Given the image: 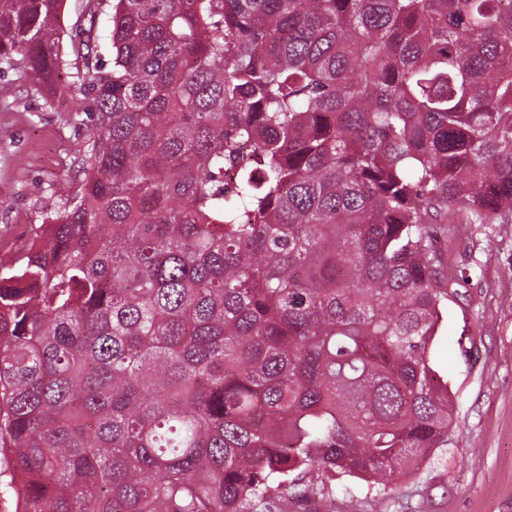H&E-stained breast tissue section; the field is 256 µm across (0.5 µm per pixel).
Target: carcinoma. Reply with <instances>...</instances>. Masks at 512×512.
I'll list each match as a JSON object with an SVG mask.
<instances>
[{
	"label": "carcinoma",
	"instance_id": "cac0c4a2",
	"mask_svg": "<svg viewBox=\"0 0 512 512\" xmlns=\"http://www.w3.org/2000/svg\"><path fill=\"white\" fill-rule=\"evenodd\" d=\"M0 0V75L92 102L0 260L14 512H288L448 447V213L512 216V0ZM237 172L235 192L224 188Z\"/></svg>",
	"mask_w": 512,
	"mask_h": 512
}]
</instances>
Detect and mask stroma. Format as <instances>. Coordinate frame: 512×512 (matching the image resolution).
I'll list each match as a JSON object with an SVG mask.
<instances>
[{
    "instance_id": "stroma-1",
    "label": "stroma",
    "mask_w": 512,
    "mask_h": 512,
    "mask_svg": "<svg viewBox=\"0 0 512 512\" xmlns=\"http://www.w3.org/2000/svg\"><path fill=\"white\" fill-rule=\"evenodd\" d=\"M92 122L84 100L66 98L56 113L25 83L0 101V257L32 236L30 216L72 196L65 157ZM448 238L462 295L449 300L431 350L454 404L447 448L384 499L348 477L333 503L304 498L290 512H512V220L468 224L452 214Z\"/></svg>"
}]
</instances>
